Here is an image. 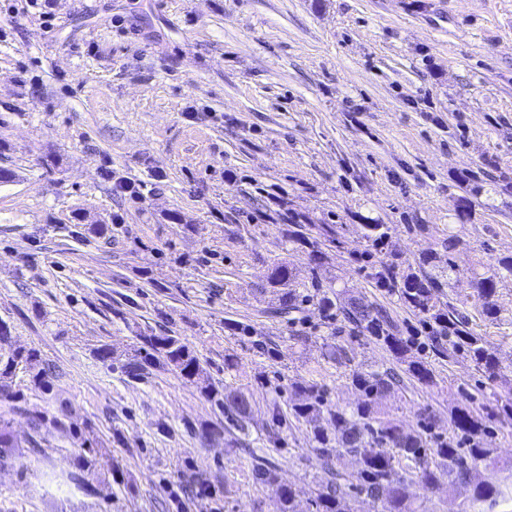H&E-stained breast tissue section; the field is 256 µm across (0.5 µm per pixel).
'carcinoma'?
<instances>
[{"label": "carcinoma", "mask_w": 512, "mask_h": 512, "mask_svg": "<svg viewBox=\"0 0 512 512\" xmlns=\"http://www.w3.org/2000/svg\"><path fill=\"white\" fill-rule=\"evenodd\" d=\"M363 228L364 258L370 259L374 251L387 245L388 232L383 224H365ZM378 264L376 286L387 289L405 307L434 324L433 332L441 339L438 353L450 361L459 356L469 359L487 380L499 377L496 353L483 337L471 332L468 318L451 303L438 305L436 291L443 287L441 281L410 269L401 273L399 264L393 261L380 259ZM508 278L512 279V256L496 259L469 282V288L481 301L483 315L491 321L499 320L498 286ZM267 284L278 290L285 309H295L306 300L294 288V275L285 264L272 267ZM318 303L328 315L340 311L348 322L365 329L406 363V371L418 381L433 382L426 362L407 357V344L382 309L361 299L331 297L326 293L320 295ZM141 341L144 361L170 366L186 381L200 376L199 358L180 337L166 333L143 336ZM39 362L40 357L33 349L0 351V398L14 397L12 379L20 371L29 373L33 383L46 384L44 371L38 369ZM351 380L362 393L361 401L351 410L327 405L325 391L316 386L296 384L288 388V414L311 428L314 452L331 474L316 490L311 500L312 512H354L353 504L359 499L380 506L381 512H419L416 490L429 491L443 480L448 481L450 489L469 484L473 469L496 464L495 449L487 443L492 434L489 422L492 417L512 420V399H491L485 395L479 410L467 403L458 405L450 416L453 436L445 438L434 433L440 419L430 412L422 415L417 429L406 431L379 410L380 401L400 385L401 376L396 371L355 370ZM204 393L224 414L227 428L248 435L251 402L244 390L206 387ZM345 454L358 457L356 473L342 475L335 471L336 461ZM253 476L274 490L280 512H296L294 492L278 481L272 463L256 465ZM511 499L512 485L487 479L474 484L470 505H483L482 512H493L499 503Z\"/></svg>", "instance_id": "obj_1"}]
</instances>
